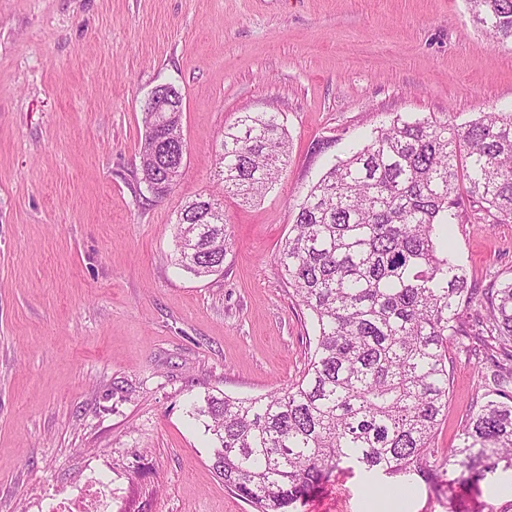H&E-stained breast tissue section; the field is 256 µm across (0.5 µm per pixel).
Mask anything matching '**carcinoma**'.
<instances>
[{
  "instance_id": "carcinoma-1",
  "label": "carcinoma",
  "mask_w": 512,
  "mask_h": 512,
  "mask_svg": "<svg viewBox=\"0 0 512 512\" xmlns=\"http://www.w3.org/2000/svg\"><path fill=\"white\" fill-rule=\"evenodd\" d=\"M495 43L512 41V0H468ZM144 108L165 154L182 130ZM288 163L278 112H243L215 145L224 195L263 197ZM212 197L186 202L179 265L221 270L229 245ZM512 223V111L458 127L398 117L310 187L274 260L312 317L313 353L299 380L264 396L192 404L215 436L213 469L254 512H289L343 468L435 479L432 443L448 416V345L478 359L459 444L442 466L470 479L512 470V278L478 287L439 246L448 225Z\"/></svg>"
}]
</instances>
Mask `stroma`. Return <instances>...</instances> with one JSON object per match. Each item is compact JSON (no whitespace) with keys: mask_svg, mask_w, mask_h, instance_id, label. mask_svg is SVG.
Segmentation results:
<instances>
[{"mask_svg":"<svg viewBox=\"0 0 512 512\" xmlns=\"http://www.w3.org/2000/svg\"><path fill=\"white\" fill-rule=\"evenodd\" d=\"M183 96L186 171L156 198L140 180L151 90ZM512 109V44L466 0H0V512H35L97 471L112 512H253L212 468L187 412L206 395L288 388L312 320L274 255L335 159L395 117L461 127ZM243 112H278L279 181L227 197L219 273L176 263L177 213L217 191L213 151ZM469 283L512 277V223L452 227ZM457 443L474 359L451 348ZM295 512H512V470L476 486L336 473Z\"/></svg>","mask_w":512,"mask_h":512,"instance_id":"stroma-1","label":"stroma"}]
</instances>
